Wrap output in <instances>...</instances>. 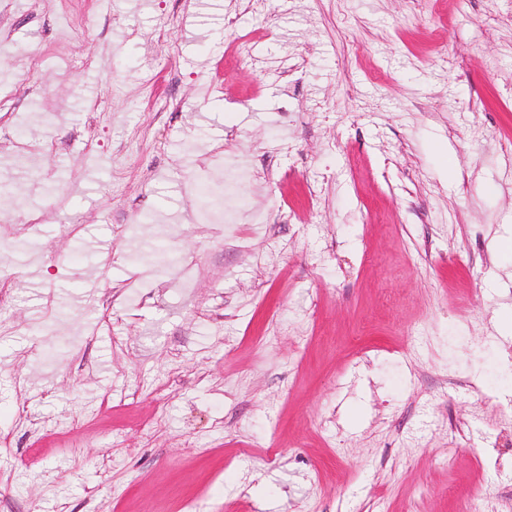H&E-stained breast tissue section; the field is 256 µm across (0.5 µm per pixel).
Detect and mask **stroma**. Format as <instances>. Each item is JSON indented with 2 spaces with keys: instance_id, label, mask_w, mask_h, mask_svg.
I'll use <instances>...</instances> for the list:
<instances>
[{
  "instance_id": "obj_1",
  "label": "stroma",
  "mask_w": 512,
  "mask_h": 512,
  "mask_svg": "<svg viewBox=\"0 0 512 512\" xmlns=\"http://www.w3.org/2000/svg\"><path fill=\"white\" fill-rule=\"evenodd\" d=\"M1 84L0 512H512V0H14ZM38 222V218L23 214L18 218L13 214L0 216V236H18Z\"/></svg>"
}]
</instances>
